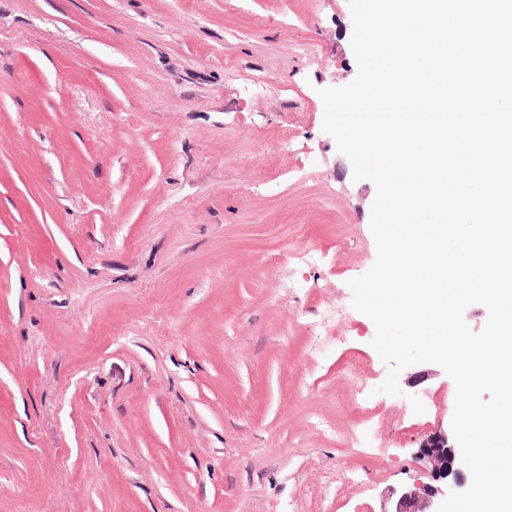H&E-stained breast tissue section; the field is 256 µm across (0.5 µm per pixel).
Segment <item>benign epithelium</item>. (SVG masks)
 <instances>
[{
    "mask_svg": "<svg viewBox=\"0 0 512 512\" xmlns=\"http://www.w3.org/2000/svg\"><path fill=\"white\" fill-rule=\"evenodd\" d=\"M418 458L424 462L421 477L392 490L389 512H437L449 491H462L469 486L460 447L449 436L429 435L419 447Z\"/></svg>",
    "mask_w": 512,
    "mask_h": 512,
    "instance_id": "benign-epithelium-1",
    "label": "benign epithelium"
}]
</instances>
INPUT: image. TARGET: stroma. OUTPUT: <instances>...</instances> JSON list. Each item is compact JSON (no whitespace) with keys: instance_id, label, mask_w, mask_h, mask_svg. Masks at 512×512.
<instances>
[{"instance_id":"stroma-1","label":"stroma","mask_w":512,"mask_h":512,"mask_svg":"<svg viewBox=\"0 0 512 512\" xmlns=\"http://www.w3.org/2000/svg\"><path fill=\"white\" fill-rule=\"evenodd\" d=\"M352 29L348 0H0V512H387L419 475L456 388L378 393L351 306L376 189L318 91Z\"/></svg>"}]
</instances>
